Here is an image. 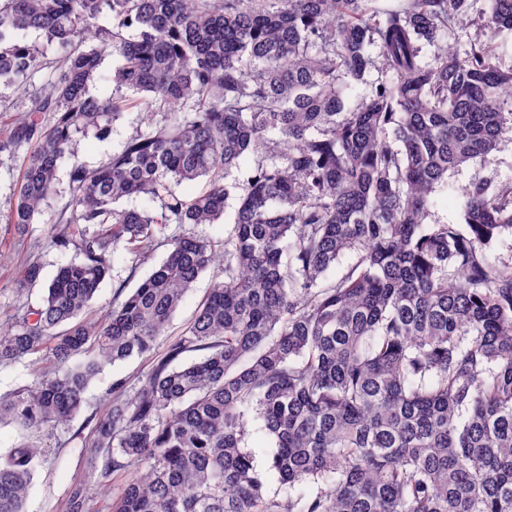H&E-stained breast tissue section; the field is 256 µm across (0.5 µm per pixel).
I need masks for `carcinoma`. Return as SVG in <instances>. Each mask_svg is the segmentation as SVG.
Segmentation results:
<instances>
[{
	"label": "carcinoma",
	"instance_id": "obj_1",
	"mask_svg": "<svg viewBox=\"0 0 512 512\" xmlns=\"http://www.w3.org/2000/svg\"><path fill=\"white\" fill-rule=\"evenodd\" d=\"M377 2L0 0V80L24 86L40 64L18 32L58 52L0 138V153L30 146L5 223L22 234L42 215L76 135L104 139L133 109L151 118L106 163L71 164L69 212L44 245L75 256L35 302L43 265L26 262L15 291L28 301L0 321V366L33 356L43 369L0 394V424L33 434L72 422L105 366L152 360L86 419L87 479L67 512H512V253L487 256L512 235V179L465 187L464 225L425 223L448 171L512 133L496 42L512 36V0H490L487 40L426 64L421 42L466 23L472 0ZM111 53V80L136 96L90 93ZM247 154V183L227 182ZM200 177L194 196L173 188ZM237 189L224 239L158 237L215 223ZM131 196L159 207H118ZM121 241L138 259L169 250L98 318ZM347 251L354 264L323 283ZM219 260L224 275L157 351ZM256 420L273 441L265 469L247 446ZM45 461L30 437L0 453V512H26ZM211 280L212 270H208L193 284V287L186 294L183 303L176 312L168 332L164 336L159 337L157 341L158 351H164L167 346L181 334L189 322L197 303L206 295L208 288H210Z\"/></svg>",
	"mask_w": 512,
	"mask_h": 512
}]
</instances>
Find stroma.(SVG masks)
Here are the masks:
<instances>
[{
    "label": "stroma",
    "mask_w": 512,
    "mask_h": 512,
    "mask_svg": "<svg viewBox=\"0 0 512 512\" xmlns=\"http://www.w3.org/2000/svg\"><path fill=\"white\" fill-rule=\"evenodd\" d=\"M487 0H473L470 11L471 22L463 29L449 32L446 43L427 44L423 47L425 61H432L443 46L457 50L467 49L470 41L482 40L487 30L481 19L487 12ZM52 74L49 69L34 71L25 89L0 82V137L6 136L16 113L27 111L35 93L42 89ZM146 129L142 113H125L116 122L108 139L97 140L81 137L77 140V158L86 164L96 166L107 161L112 153L121 150L130 137ZM29 153L28 146H21L13 152L0 153V218L7 215L16 202L17 183L21 169ZM512 179V133L506 134L498 148L485 157H478L458 169L449 171L448 187L436 192L428 217L432 224H459L463 217L459 205V193L470 183L486 180ZM68 196L58 193L45 205L44 213L35 224L30 225L25 235H18L10 224L0 221V311L17 307L23 299L15 291V278L23 262L37 259L43 264L44 278H51L57 268L70 261V254L43 249L42 244L51 229L50 222L66 205ZM166 247H158L149 258L135 262L125 249H117L112 262V276L103 284L93 300L94 312H102L112 304V296L118 287L134 288L138 282L166 255ZM151 362L141 357L105 367L99 378L94 380L87 392V411H95L105 404L114 380L126 379L128 387H136L144 379ZM41 443L47 450V460L35 478V486L27 503L28 512H65V502L70 484L83 478L81 443L69 438L66 427H58L52 435L41 436Z\"/></svg>",
    "instance_id": "stroma-1"
}]
</instances>
